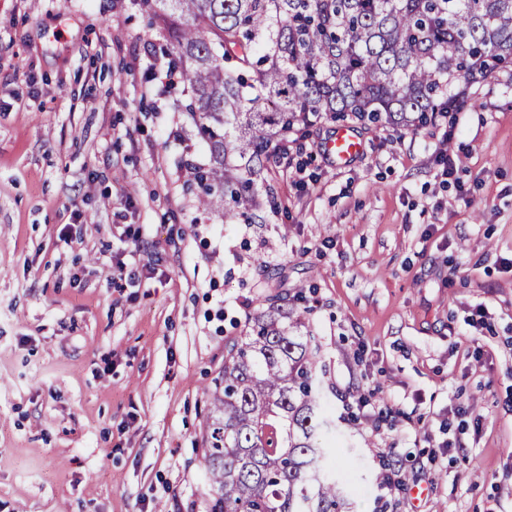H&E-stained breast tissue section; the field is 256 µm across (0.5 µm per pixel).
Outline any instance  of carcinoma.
Listing matches in <instances>:
<instances>
[{
  "mask_svg": "<svg viewBox=\"0 0 512 512\" xmlns=\"http://www.w3.org/2000/svg\"><path fill=\"white\" fill-rule=\"evenodd\" d=\"M198 118L195 182L227 223L261 219L254 176L318 119L416 130L512 68V0H138ZM288 301L225 346L209 392L208 512H349L324 466L314 337Z\"/></svg>",
  "mask_w": 512,
  "mask_h": 512,
  "instance_id": "obj_1",
  "label": "carcinoma"
}]
</instances>
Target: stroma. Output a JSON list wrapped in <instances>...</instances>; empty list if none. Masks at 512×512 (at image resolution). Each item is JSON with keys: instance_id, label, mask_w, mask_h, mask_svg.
Returning <instances> with one entry per match:
<instances>
[{"instance_id": "obj_1", "label": "stroma", "mask_w": 512, "mask_h": 512, "mask_svg": "<svg viewBox=\"0 0 512 512\" xmlns=\"http://www.w3.org/2000/svg\"><path fill=\"white\" fill-rule=\"evenodd\" d=\"M162 40L135 0H0V512H207L208 390L282 298L356 512H512V77L360 128L341 168L317 121L302 176L256 179L275 209L228 224L189 189L210 152Z\"/></svg>"}]
</instances>
